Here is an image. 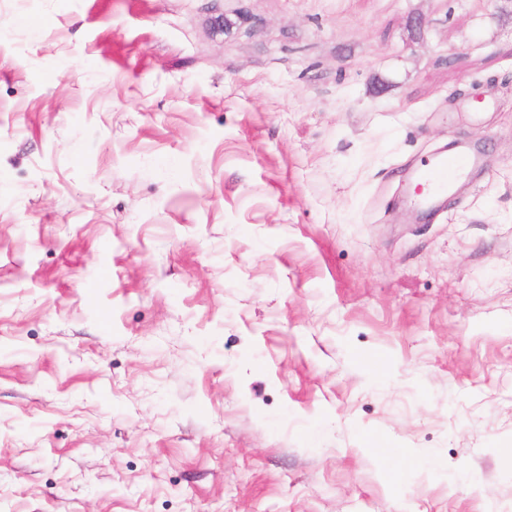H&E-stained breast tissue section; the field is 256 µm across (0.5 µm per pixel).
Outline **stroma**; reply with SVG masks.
Segmentation results:
<instances>
[{
  "mask_svg": "<svg viewBox=\"0 0 512 512\" xmlns=\"http://www.w3.org/2000/svg\"><path fill=\"white\" fill-rule=\"evenodd\" d=\"M0 512H512V0H0ZM463 164L454 159H448L447 154H439L432 165L427 168L423 177L433 188L422 197L421 201L428 203L445 195L448 190V171L455 174Z\"/></svg>",
  "mask_w": 512,
  "mask_h": 512,
  "instance_id": "35a3bbf8",
  "label": "stroma"
}]
</instances>
